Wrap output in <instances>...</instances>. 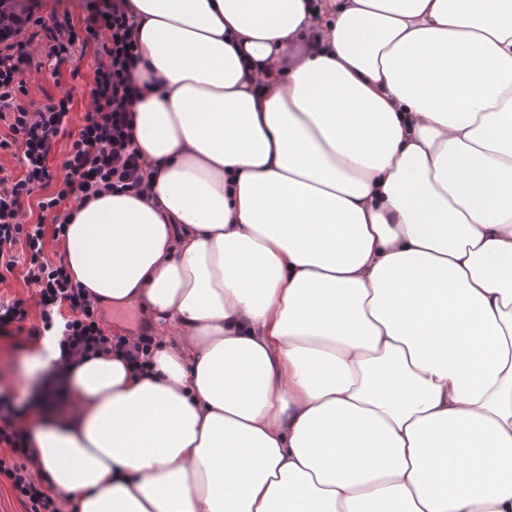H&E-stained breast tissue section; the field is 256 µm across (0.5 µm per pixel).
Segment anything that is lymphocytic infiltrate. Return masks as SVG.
<instances>
[{"label": "lymphocytic infiltrate", "mask_w": 512, "mask_h": 512, "mask_svg": "<svg viewBox=\"0 0 512 512\" xmlns=\"http://www.w3.org/2000/svg\"><path fill=\"white\" fill-rule=\"evenodd\" d=\"M138 28L122 0H89L83 26L69 12L54 13L50 24L0 41V150L11 151L20 171L0 174V285L15 271L35 289V304L0 298V338H24L36 344L61 327L62 359L127 355L135 370L151 364L156 346L147 324L136 333L118 334L104 324L99 302L73 283L63 260L49 256L59 244L73 204L87 196L114 191L151 190L146 164L129 132L139 93L134 79ZM93 54L89 103L77 127L65 120L73 96L66 93L36 109L21 104L25 73L40 71L44 60L63 66L74 51ZM67 140L68 151L56 160L54 149ZM36 203L40 218L28 223L26 206ZM37 317H30V307ZM7 481L25 512H63L65 498L48 475L36 472L22 412L0 395V481Z\"/></svg>", "instance_id": "f902f5d3"}]
</instances>
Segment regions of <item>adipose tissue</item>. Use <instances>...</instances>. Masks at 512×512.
<instances>
[{"instance_id":"1","label":"adipose tissue","mask_w":512,"mask_h":512,"mask_svg":"<svg viewBox=\"0 0 512 512\" xmlns=\"http://www.w3.org/2000/svg\"><path fill=\"white\" fill-rule=\"evenodd\" d=\"M153 198L78 204L121 354L35 369L75 512H512V0H125ZM105 312V319L111 323L114 329L116 324L122 326V329L134 331L140 319L144 318L140 307L134 304H128L119 308L102 305ZM146 318V317H145Z\"/></svg>"}]
</instances>
